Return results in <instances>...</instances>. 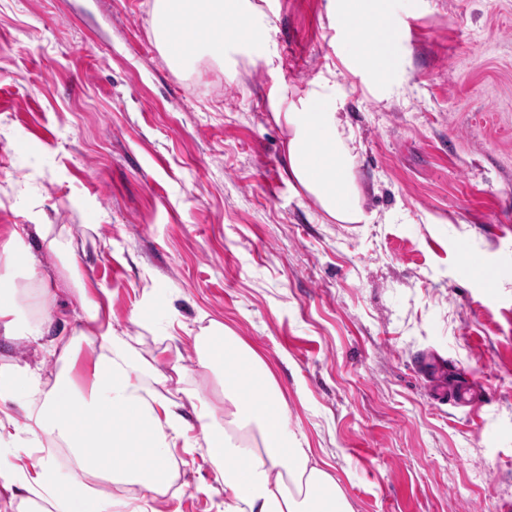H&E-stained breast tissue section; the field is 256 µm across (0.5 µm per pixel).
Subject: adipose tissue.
Segmentation results:
<instances>
[{
  "mask_svg": "<svg viewBox=\"0 0 512 512\" xmlns=\"http://www.w3.org/2000/svg\"><path fill=\"white\" fill-rule=\"evenodd\" d=\"M353 39L362 30L375 37L360 56L377 72L390 66L395 45L384 16L350 7ZM200 27L205 44L228 51L246 47L252 64L276 72V56L262 50L269 20L254 0H154L153 35L168 59L188 62L174 39L177 27ZM275 121L288 134L286 169L323 213L342 224H367L353 179L354 136L338 116L336 84L324 80L296 102L271 94ZM89 335L99 337L92 382L79 385L70 374L44 384L28 367L0 366V403L20 417H0V450L38 448L43 440L62 443L87 473L124 487L116 498L89 494L86 484L67 480L47 456L30 466L0 465V487L12 497L52 501L57 512H150L156 496L166 494L176 474L175 449L203 451L217 464L224 488V512H354V507L323 462L314 456L301 431L286 419V404L264 359L222 323L213 322L194 338L199 365L218 371L224 409L194 391L167 390L168 379L127 341L118 339L100 317V304L88 287L78 290ZM43 320H31L10 288L0 289V333L44 340ZM196 411L197 426L183 414Z\"/></svg>",
  "mask_w": 512,
  "mask_h": 512,
  "instance_id": "adipose-tissue-1",
  "label": "adipose tissue"
}]
</instances>
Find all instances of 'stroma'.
<instances>
[{
	"label": "stroma",
	"mask_w": 512,
	"mask_h": 512,
	"mask_svg": "<svg viewBox=\"0 0 512 512\" xmlns=\"http://www.w3.org/2000/svg\"><path fill=\"white\" fill-rule=\"evenodd\" d=\"M153 0H0V283L37 285L13 229L81 323L78 282L166 375L223 408L194 338L224 323L271 367L355 512H504L512 504V0H364L386 14L385 74L348 53L347 0H264L269 74L158 48ZM334 77L356 138L368 224L328 222L290 182L269 106ZM81 281L67 279L70 254ZM94 345L47 356L25 337L0 365L89 384ZM484 379L485 404L435 406L421 363ZM155 512H224L202 452H176ZM4 252L14 259L19 260L23 267L28 269L30 277L36 275V257L24 246L23 235L13 231L10 235V242L4 246Z\"/></svg>",
	"instance_id": "obj_1"
}]
</instances>
